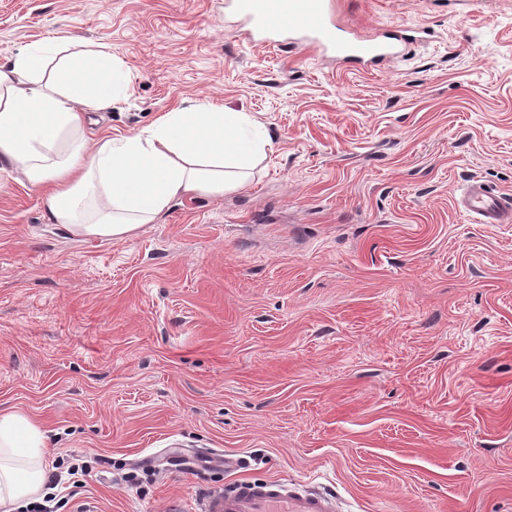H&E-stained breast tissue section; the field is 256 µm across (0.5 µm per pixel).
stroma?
Instances as JSON below:
<instances>
[{"instance_id":"stroma-1","label":"stroma","mask_w":512,"mask_h":512,"mask_svg":"<svg viewBox=\"0 0 512 512\" xmlns=\"http://www.w3.org/2000/svg\"><path fill=\"white\" fill-rule=\"evenodd\" d=\"M338 2L435 39L350 72L246 44L224 0H0V61L64 36L122 64L95 132L205 102L268 141L239 189L122 239L0 170V410L49 468L91 465L58 512H199L240 476L341 512H512V224L456 206L512 194V0ZM458 208L479 224L512 223V196L482 183L467 184L458 199Z\"/></svg>"}]
</instances>
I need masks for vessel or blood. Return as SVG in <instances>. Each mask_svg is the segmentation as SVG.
Returning <instances> with one entry per match:
<instances>
[{
    "label": "vessel or blood",
    "instance_id": "vessel-or-blood-1",
    "mask_svg": "<svg viewBox=\"0 0 512 512\" xmlns=\"http://www.w3.org/2000/svg\"><path fill=\"white\" fill-rule=\"evenodd\" d=\"M224 12L244 23L246 42L308 49L357 72L393 64L431 36L427 29L406 24L362 35L344 23L333 0H224ZM458 208L479 224L512 223V196L482 183L467 184ZM336 504L335 497L315 488L242 478L228 489L205 493L201 512H335Z\"/></svg>",
    "mask_w": 512,
    "mask_h": 512
}]
</instances>
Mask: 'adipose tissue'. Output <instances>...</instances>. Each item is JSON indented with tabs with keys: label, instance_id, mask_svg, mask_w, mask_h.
<instances>
[{
	"label": "adipose tissue",
	"instance_id": "ef3b65f1",
	"mask_svg": "<svg viewBox=\"0 0 512 512\" xmlns=\"http://www.w3.org/2000/svg\"><path fill=\"white\" fill-rule=\"evenodd\" d=\"M127 89L105 46L32 44L0 61V169L44 192L48 220L71 234L119 239L177 199L240 188L265 155L262 125L244 112L179 107L122 139L88 136V114ZM45 437L18 411L0 413V512L42 490Z\"/></svg>",
	"mask_w": 512,
	"mask_h": 512
}]
</instances>
